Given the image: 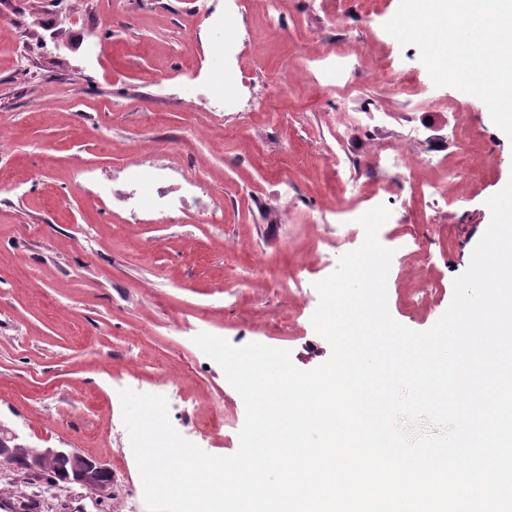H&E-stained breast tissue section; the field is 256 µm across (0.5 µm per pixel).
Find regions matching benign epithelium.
<instances>
[{
	"label": "benign epithelium",
	"instance_id": "1",
	"mask_svg": "<svg viewBox=\"0 0 512 512\" xmlns=\"http://www.w3.org/2000/svg\"><path fill=\"white\" fill-rule=\"evenodd\" d=\"M12 465L22 460L30 468L53 467L61 462L68 463L63 468V482L76 483L92 495L106 491L111 483L110 470L102 461L85 456L73 448L31 447L18 442V436L0 423V461Z\"/></svg>",
	"mask_w": 512,
	"mask_h": 512
}]
</instances>
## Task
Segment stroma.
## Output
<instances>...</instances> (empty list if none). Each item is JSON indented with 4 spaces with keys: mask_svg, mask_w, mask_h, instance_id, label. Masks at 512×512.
I'll return each mask as SVG.
<instances>
[{
    "mask_svg": "<svg viewBox=\"0 0 512 512\" xmlns=\"http://www.w3.org/2000/svg\"><path fill=\"white\" fill-rule=\"evenodd\" d=\"M226 3L0 0V420L24 443L77 449L112 473L106 495L64 484L36 512H120L140 497L112 429L127 381L156 393L181 373L174 428L220 408L223 426L197 444L238 450L244 402L197 334L288 349L303 370L329 358L311 323L314 284L345 252L342 210L364 206L343 194V166L385 185L398 214L382 233L416 242L387 280L391 316L416 331L450 305L490 224L486 201L512 178V140L491 132L480 99L374 73L380 57L420 66L384 29L399 0H376L369 20L357 0ZM224 41L228 62L213 52ZM336 47L361 88L330 98L323 57ZM272 81L289 95H268ZM216 82L240 110L215 100ZM344 110L360 122L340 137L332 117ZM385 141L410 144L428 178L465 168V187L423 195L399 170L368 169ZM133 163L147 173L139 187ZM258 261L266 279L254 283L245 269ZM303 262L319 270L291 287Z\"/></svg>",
    "mask_w": 512,
    "mask_h": 512,
    "instance_id": "1",
    "label": "stroma"
}]
</instances>
